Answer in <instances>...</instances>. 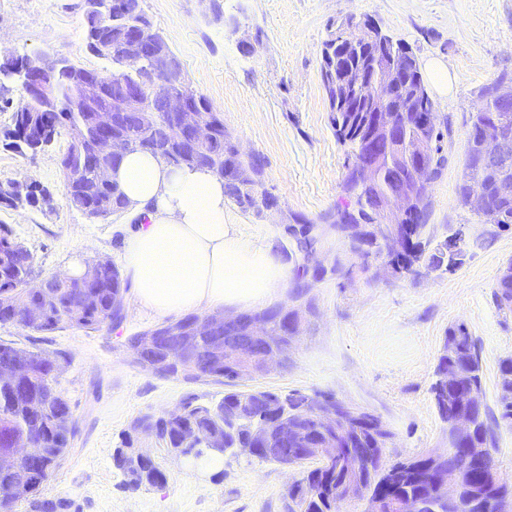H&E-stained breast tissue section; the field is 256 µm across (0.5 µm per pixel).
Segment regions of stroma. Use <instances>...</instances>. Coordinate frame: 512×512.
<instances>
[{
  "mask_svg": "<svg viewBox=\"0 0 512 512\" xmlns=\"http://www.w3.org/2000/svg\"><path fill=\"white\" fill-rule=\"evenodd\" d=\"M141 7L240 151L265 160L264 186L279 208L257 215L227 203L235 232L270 248L293 274L303 257L285 221L301 216L317 224L315 259L328 272L311 283L315 311L290 344L287 367L237 380V388L325 393L365 409L394 434L390 462L447 450L448 425L430 387L449 327L465 325L477 342L490 410L498 408V364L512 356V312L494 300L498 277L512 264V227L482 223L457 197L479 90L500 75L512 78V0H141ZM351 17L373 20L409 47L418 66L438 59L448 69L447 96L431 97L444 139L427 191L434 241L462 236L464 259L454 271L393 273L384 258L349 252L319 221L342 202L351 163L330 125L321 51L330 24ZM35 54L99 72L109 67L86 47L81 0H0V58ZM69 144L64 130L36 153L0 141V183L33 184L51 196L46 205L0 204V224L31 251L41 278L76 260L107 257L122 265L125 239L137 226L130 214L92 219L68 203L59 160ZM124 305L123 322L97 332L29 336L0 326V340L27 338L70 357L58 388L70 400L78 434L43 498L70 501L69 512H290L298 469L241 452L225 455L218 479L144 434L134 445L166 481L127 488L112 452L133 421L175 410L188 398L215 404L225 387L161 378L134 365L131 337L161 320L134 292L125 293Z\"/></svg>",
  "mask_w": 512,
  "mask_h": 512,
  "instance_id": "stroma-1",
  "label": "stroma"
}]
</instances>
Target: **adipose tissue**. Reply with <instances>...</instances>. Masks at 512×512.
Returning <instances> with one entry per match:
<instances>
[{"label":"adipose tissue","mask_w":512,"mask_h":512,"mask_svg":"<svg viewBox=\"0 0 512 512\" xmlns=\"http://www.w3.org/2000/svg\"><path fill=\"white\" fill-rule=\"evenodd\" d=\"M110 178L140 219L125 242L124 266L139 303L154 315L260 308L287 281L285 264L235 233L224 184L210 173L128 152Z\"/></svg>","instance_id":"obj_1"}]
</instances>
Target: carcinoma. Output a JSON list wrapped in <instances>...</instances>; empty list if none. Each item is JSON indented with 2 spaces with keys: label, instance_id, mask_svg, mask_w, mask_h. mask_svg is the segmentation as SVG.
Returning <instances> with one entry per match:
<instances>
[{
  "label": "carcinoma",
  "instance_id": "carcinoma-1",
  "mask_svg": "<svg viewBox=\"0 0 512 512\" xmlns=\"http://www.w3.org/2000/svg\"><path fill=\"white\" fill-rule=\"evenodd\" d=\"M100 9L97 18L84 22V37L88 50L99 43H116L127 32L133 31L146 18L140 0H128L126 11L112 9V0H97ZM157 53L168 57L180 75L179 90L197 111L201 112L214 133L213 140L201 147L178 143L179 135L173 127L168 112L158 110L155 124L142 128L122 120L117 131L138 140L133 150L149 152L165 159L168 163L192 168H204L217 178H224V195L241 210L261 212L264 203L274 195L263 188L264 159L259 155L243 158L237 154L230 135L224 127V119L214 111L209 100L200 94L183 72L182 64L160 32H155ZM391 58L387 51L378 52L369 46L361 48L360 54L351 58V63L371 77L386 67ZM112 63V72L99 73L77 66L68 60L52 72L59 86V101L49 112H38L33 121L13 112L12 122L16 139L13 146L19 150L38 149V131L49 129L58 134L65 128L71 136V143L60 159L64 191L68 200L79 196L96 207L91 217H107L126 209V200L116 184L106 183L100 178V171L114 166L112 156L90 157L83 151L82 120L84 105L76 87L88 77L99 78L106 99L112 98L114 90L122 87L139 89L143 102L157 98L151 66L153 58L144 56L136 63L127 62L119 53L107 57ZM25 58L7 59L0 63V93L12 86L21 85V73ZM403 74L393 95L382 100L373 97L365 89H342L336 86V78L329 70V64H321V78L326 92L330 112V124L337 141L353 150L358 137L369 130V113L383 107L397 120L403 114L420 107L429 112L430 126L412 130V137L428 147V162L431 172L440 165L439 146L436 145L440 133L436 129V116L417 62L412 53L400 56ZM485 117L478 111L471 117L464 161V175L458 185L457 195L465 202L469 186L481 184L490 189L493 181L479 165L480 146L485 133ZM406 146L399 143L390 151L393 163L382 173V181L377 190H365L352 179L343 184L346 204L337 212L328 211L319 220L321 224L332 226L336 233L347 240L350 251L368 258L379 254V249L360 239L353 230L355 224H370L376 218L378 198L384 195H398L405 189L408 172L404 155ZM241 166L251 169V179L241 184L235 183V172ZM486 224L508 227L512 225V198L496 203V210L484 218ZM408 246L395 255L392 265L396 272H407L410 268L426 260L435 249L431 247L430 225L413 224L405 234ZM93 268L89 280H52L47 288L32 294L23 288L24 282L34 272V257L21 242L17 241L5 224L0 225V326L16 325L29 332L42 335L67 328L82 329L87 332L99 331L106 326H114L122 317L114 313L113 305L124 300L127 287L119 269L108 258L98 257L85 261ZM494 299L502 310L512 311V281H498ZM35 304L41 309L39 321L32 322L25 317L28 305ZM278 306L257 311L266 321L271 335L279 331ZM211 340L207 336L197 338V353L192 364H187L180 353V337H162L156 349L142 353L137 366L158 362L160 366L150 369L159 377H181L187 382L224 383L251 377V373H239L236 364L212 359ZM53 358L59 369L69 363L66 354L57 350L29 348L13 341H0V365L22 364L26 371L12 381H0V453L11 451L13 440L22 436L43 449L40 460L11 469L0 468V512H17L22 504H27L29 512H61L66 507L63 500L39 498L41 489L53 478L64 460L78 433L69 399L57 386H49L47 376L51 372L45 356ZM451 367L463 378L465 386L458 392H448L442 385L439 371ZM435 380L431 385L435 407L441 420L450 423L457 412L469 414L473 432L469 436V448L495 447L493 431L488 422L486 405L475 410L468 391L482 394V366L476 343L467 328L457 324L448 328L442 353L434 371ZM499 405L501 418L512 421V357L499 362ZM310 395L293 390L287 394L271 390L229 389L214 405L185 402L180 413L170 415H144L133 423V430L152 435L169 453L174 455L196 454L201 460L212 456L209 449L186 441L192 431L207 433L224 441L229 449L247 452L260 461L276 462L287 466H302L308 461H317L318 467L302 472V477L288 491V496L296 507L295 512H339V506L356 499L378 498L384 512H396V503L403 497H413L431 503L435 512H458L459 505L469 506V512H500L507 497L512 496V484L503 478H492L487 471L473 472L466 476L459 486L457 501L443 500L440 487L448 475L467 469L462 452L455 449L453 437H448V466L436 477L428 474L429 459L423 455L412 456L393 463L384 461L387 439L393 436L383 425L375 430L365 425L351 426L339 437L342 448H371L374 458L368 465L356 470L343 467L336 469L319 460L311 446L330 438L327 429L317 431L304 422L300 426L294 442L287 445L268 443L264 448L252 447L248 429L274 421L283 411L303 412L304 402ZM113 464L126 477V484L137 490L141 487L160 485L165 481L164 473L155 465L152 458L143 450L132 447L130 437H125L120 447L114 449Z\"/></svg>",
  "mask_w": 512,
  "mask_h": 512
}]
</instances>
